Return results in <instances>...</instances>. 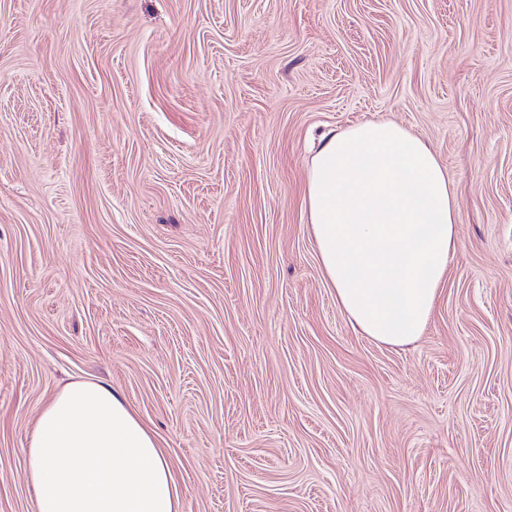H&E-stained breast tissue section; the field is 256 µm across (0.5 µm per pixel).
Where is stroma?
I'll use <instances>...</instances> for the list:
<instances>
[{
  "instance_id": "1",
  "label": "stroma",
  "mask_w": 512,
  "mask_h": 512,
  "mask_svg": "<svg viewBox=\"0 0 512 512\" xmlns=\"http://www.w3.org/2000/svg\"><path fill=\"white\" fill-rule=\"evenodd\" d=\"M379 120L456 198L409 346L352 326L304 196ZM83 379L183 512H512V0H0V512Z\"/></svg>"
}]
</instances>
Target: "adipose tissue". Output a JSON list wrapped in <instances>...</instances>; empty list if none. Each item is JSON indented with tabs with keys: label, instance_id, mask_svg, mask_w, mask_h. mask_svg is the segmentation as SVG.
I'll return each mask as SVG.
<instances>
[{
	"label": "adipose tissue",
	"instance_id": "adipose-tissue-1",
	"mask_svg": "<svg viewBox=\"0 0 512 512\" xmlns=\"http://www.w3.org/2000/svg\"><path fill=\"white\" fill-rule=\"evenodd\" d=\"M321 268L350 322L403 346L422 336L457 247L455 196L435 154L392 121L327 136L305 188ZM35 512H183L157 435L110 386L66 384L30 435Z\"/></svg>",
	"mask_w": 512,
	"mask_h": 512
}]
</instances>
